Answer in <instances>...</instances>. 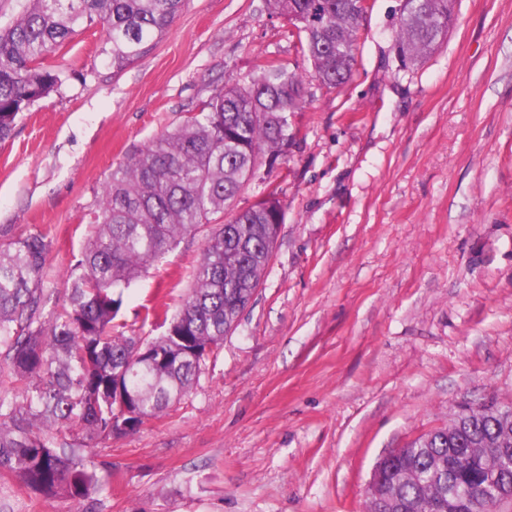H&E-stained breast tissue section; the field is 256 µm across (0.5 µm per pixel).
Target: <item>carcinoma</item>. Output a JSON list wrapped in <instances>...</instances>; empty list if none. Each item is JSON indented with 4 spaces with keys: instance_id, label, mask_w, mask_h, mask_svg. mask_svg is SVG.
<instances>
[{
    "instance_id": "cac0c4a2",
    "label": "carcinoma",
    "mask_w": 512,
    "mask_h": 512,
    "mask_svg": "<svg viewBox=\"0 0 512 512\" xmlns=\"http://www.w3.org/2000/svg\"><path fill=\"white\" fill-rule=\"evenodd\" d=\"M452 0H403L395 46L402 65L431 54L451 21ZM183 0H28L22 15L0 28V141L20 114L56 91L59 72L44 61L63 43L96 25L105 32L112 67L137 59L180 11ZM291 20L297 51L328 88L352 76L365 15L359 0H266ZM303 78L288 65L259 63L249 83L227 85L171 132L112 168L90 210L93 232L70 266L63 302L42 321L50 295L42 268L51 241L37 233L0 249V377L20 395H0V480L45 498H63L73 512L101 488L98 465L70 438L79 429L108 440L138 432L179 403L207 360L232 333L256 291L285 211L271 192L251 207L233 203L266 165L288 154V113L301 109ZM193 283L173 316L145 308L165 326L161 336L128 334L113 324L123 291L181 240L213 222ZM512 416L495 398L467 404L460 417L396 449L389 477L409 512H430L449 494L491 503L503 478L500 457L448 462V428L462 420L460 447L493 446Z\"/></svg>"
}]
</instances>
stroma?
Listing matches in <instances>:
<instances>
[{"instance_id": "obj_1", "label": "stroma", "mask_w": 512, "mask_h": 512, "mask_svg": "<svg viewBox=\"0 0 512 512\" xmlns=\"http://www.w3.org/2000/svg\"><path fill=\"white\" fill-rule=\"evenodd\" d=\"M400 6L373 0L336 89L265 0H185L120 70L99 27L48 57L59 89L0 142V248L47 234L42 282L58 297L117 163L259 59L304 76L285 162L235 201L274 188L285 210L257 292L179 404L84 448L112 473L95 512H364L387 452L461 403L512 402V0H456L412 70L395 60ZM204 241L186 236L124 290L118 322L160 335L142 306L177 310ZM70 510L0 483V512Z\"/></svg>"}]
</instances>
